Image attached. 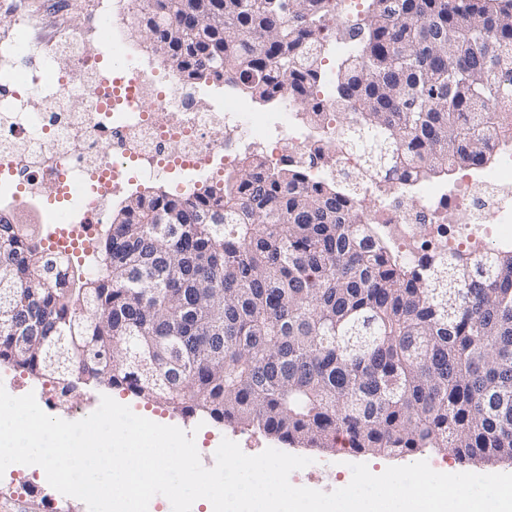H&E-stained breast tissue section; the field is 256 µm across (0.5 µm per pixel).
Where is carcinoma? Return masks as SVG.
<instances>
[{
  "label": "carcinoma",
  "instance_id": "cac0c4a2",
  "mask_svg": "<svg viewBox=\"0 0 512 512\" xmlns=\"http://www.w3.org/2000/svg\"><path fill=\"white\" fill-rule=\"evenodd\" d=\"M151 2L140 26L186 80L289 97L313 121L330 106L384 189L482 168L512 140V0H363L339 24L336 0ZM337 25L354 45L325 93L317 34ZM0 362L286 444L512 461V249L412 264L358 196L254 159L222 188L128 196L87 271L1 217Z\"/></svg>",
  "mask_w": 512,
  "mask_h": 512
}]
</instances>
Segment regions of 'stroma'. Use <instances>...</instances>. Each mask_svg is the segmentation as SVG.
<instances>
[{
  "label": "stroma",
  "instance_id": "obj_1",
  "mask_svg": "<svg viewBox=\"0 0 512 512\" xmlns=\"http://www.w3.org/2000/svg\"><path fill=\"white\" fill-rule=\"evenodd\" d=\"M36 11L35 31L40 35L62 33L64 27L85 24L87 19L86 0H28ZM0 385L13 396L34 393L41 409L48 415L67 421L85 418L87 407H99L102 395H111L117 402L130 407L137 415L162 425L179 427L195 435V443L202 463L214 461L215 452L222 439L236 442L248 455H257L266 448H274L289 454L311 458V465L294 471L290 475L293 485L323 492H331L345 487L351 480V464H367L370 471L383 472L390 466H401L417 461H427L438 472H464L482 474L512 473L511 462L459 463L452 452L417 451L405 456L387 457L380 455L355 454L349 449L310 448L300 445H287L271 436L260 433L244 425H223L212 422H199L185 418L167 406L142 401L124 392L106 391L101 386H88L80 390L70 401L61 402L51 398L50 383L45 379H35L28 372L9 364H0ZM0 512H88L81 500L62 495L45 484L37 470L27 465L9 466L0 476Z\"/></svg>",
  "mask_w": 512,
  "mask_h": 512
}]
</instances>
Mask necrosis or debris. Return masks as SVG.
Returning <instances> with one entry per match:
<instances>
[{
    "instance_id": "1",
    "label": "necrosis or debris",
    "mask_w": 512,
    "mask_h": 512,
    "mask_svg": "<svg viewBox=\"0 0 512 512\" xmlns=\"http://www.w3.org/2000/svg\"><path fill=\"white\" fill-rule=\"evenodd\" d=\"M147 3L90 0L89 23L63 41L32 36L22 19L0 36V215L42 222L43 192L55 189L67 207L47 258L82 243L131 177H169L188 195L197 179L235 169L245 142L264 147L272 170L298 162L324 179L360 168L357 154L336 143L334 112L318 124L289 102L257 112L231 83L186 86L153 54L134 49L127 31ZM74 96L82 110L70 107ZM501 152L499 167L484 177L496 190L493 201L476 195L467 174L451 193L402 182L367 222L415 262L435 249L483 247L512 224V143ZM451 204L478 210L479 228L439 222Z\"/></svg>"
}]
</instances>
